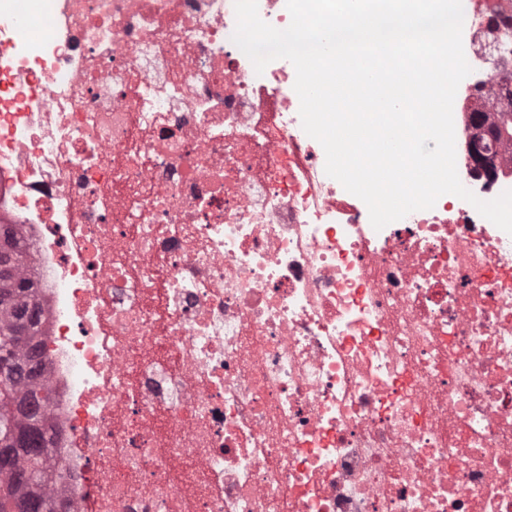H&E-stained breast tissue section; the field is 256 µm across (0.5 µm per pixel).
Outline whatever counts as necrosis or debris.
Returning <instances> with one entry per match:
<instances>
[{
  "instance_id": "4bbe7bcc",
  "label": "necrosis or debris",
  "mask_w": 512,
  "mask_h": 512,
  "mask_svg": "<svg viewBox=\"0 0 512 512\" xmlns=\"http://www.w3.org/2000/svg\"><path fill=\"white\" fill-rule=\"evenodd\" d=\"M494 0L464 21L472 80ZM0 223L42 307L72 512H512V235L382 229L234 0H0ZM43 91L30 118L9 107ZM491 200L512 188V147Z\"/></svg>"
}]
</instances>
